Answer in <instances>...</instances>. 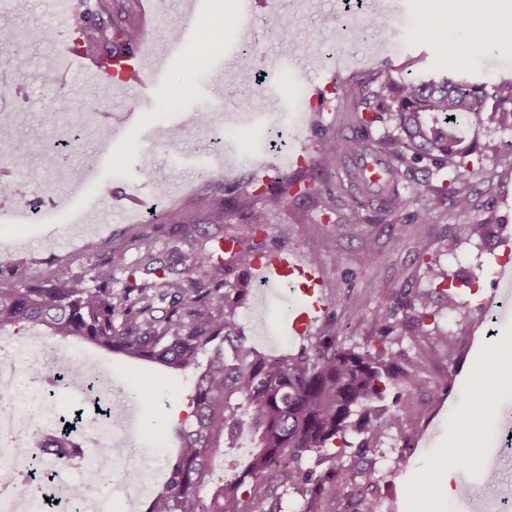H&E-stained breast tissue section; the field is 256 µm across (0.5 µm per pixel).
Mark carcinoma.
<instances>
[{
    "label": "carcinoma",
    "instance_id": "cac0c4a2",
    "mask_svg": "<svg viewBox=\"0 0 512 512\" xmlns=\"http://www.w3.org/2000/svg\"><path fill=\"white\" fill-rule=\"evenodd\" d=\"M81 47L112 59L117 47L141 37L135 16L127 12L112 29L90 23L86 13L72 20ZM345 91L359 100L356 135L322 143L325 157L359 156L382 169L377 182L354 172L364 200L379 199L391 212L406 210L414 198L402 193L401 178L419 170L423 200L418 223L426 224L444 205L459 212L472 207L469 178L478 171L494 182L499 173L482 161V129L512 131V80L481 83L452 74L437 79L384 78L367 95L356 86ZM383 122L391 131L380 138L370 129ZM448 171L434 185L429 176ZM322 182L314 167L298 179H281L263 193L269 207L288 199L290 190L316 193ZM181 242L193 249V263L177 269L182 258L146 253L143 262L126 263V250L112 249L110 262L90 269L92 287L71 279L0 281V340L28 326L46 328L48 336L77 337L110 353L154 362L175 372L199 370L189 398L190 412L177 428L179 454L167 465L149 512H281V492L300 495L302 512H378L380 477L345 454L346 436H362L359 448L376 447L385 436L404 438L418 426L426 402L421 391L427 372L424 358L412 360L390 349L398 330L430 341L440 335L428 328L426 292L406 294L394 307L404 319L389 324L375 318L378 335L360 346L345 347L330 335L307 337L296 353L267 356L238 334L236 310L254 288L252 268L262 243L232 242L235 267L224 263V238L206 234L189 220ZM127 273L124 290L112 291L115 272ZM169 299V309L155 315V299ZM229 346L231 355L224 353ZM397 389L393 409L381 405ZM248 430L257 451L249 466L230 483L213 478L214 462L224 458L227 442ZM82 454L76 436H47L35 448L14 449L16 461L32 472L49 466L47 476ZM316 456L326 468L315 473L303 457Z\"/></svg>",
    "mask_w": 512,
    "mask_h": 512
}]
</instances>
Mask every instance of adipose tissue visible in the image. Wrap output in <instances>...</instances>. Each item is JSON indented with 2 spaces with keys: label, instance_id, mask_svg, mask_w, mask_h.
<instances>
[{
  "label": "adipose tissue",
  "instance_id": "ef3b65f1",
  "mask_svg": "<svg viewBox=\"0 0 512 512\" xmlns=\"http://www.w3.org/2000/svg\"><path fill=\"white\" fill-rule=\"evenodd\" d=\"M468 14L472 21L474 41L486 37L512 39V12L499 9V0H436L427 20L431 32L444 34L449 22L457 15ZM472 381L477 389L481 404H489L490 398L500 385H512V343H502L493 347L484 363L478 365Z\"/></svg>",
  "mask_w": 512,
  "mask_h": 512
}]
</instances>
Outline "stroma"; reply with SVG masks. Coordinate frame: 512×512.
<instances>
[{"mask_svg": "<svg viewBox=\"0 0 512 512\" xmlns=\"http://www.w3.org/2000/svg\"><path fill=\"white\" fill-rule=\"evenodd\" d=\"M232 12L223 24H213L216 0H162L160 12L142 33L138 60L157 74L156 92L140 102L139 90L126 82L90 85L80 79L57 82L55 68L70 49L71 29L60 26L40 0H12V26L0 35L6 41L24 39L29 64L15 71L17 89L11 106L17 115L12 129L0 139V163L14 172L0 189V278L7 281L51 278L65 273L83 278L88 267L110 256L114 246L126 248L128 263L144 253L138 235L148 234L153 251L166 254L176 245L180 226L192 220L214 232L209 203L234 197L236 208L223 228L225 239L248 240L254 222L265 225L264 249L284 254L321 279L324 308L312 314L300 334L285 332L289 314L302 301L300 288L272 295L258 283L255 297L237 310L236 322L247 344L260 335L278 341L277 353L298 351L303 337L332 334L346 346L363 343L375 316L388 312L407 291L430 294L429 322L445 332L458 323L471 328L467 343L446 346L419 343L403 336L393 350L415 357L425 353L430 374H453L452 389L426 387L430 413L423 436L413 449H401L384 438L368 452L381 478L383 493L392 494L394 512H497L512 504V450L500 445V435L512 430V388L501 389L492 405L477 404L471 371L485 351L512 338V307L497 319L494 336L483 333V304L503 294L498 271L507 255L500 241L512 237V132L491 131L494 146L485 163L496 167L493 184L472 175L474 207L460 213L435 212L418 224L412 210L381 211L378 203H362L351 178L359 160L341 158L330 168L321 195L334 198L333 212L315 201L289 199L277 209L265 206L259 187L291 177L321 164L324 139L342 140L355 132L354 102L347 85L367 84L382 65L393 78L429 79L451 70L469 80L488 83L512 79V39L481 43L469 50L471 25L461 19L447 41L429 38L423 25L432 0H362L356 13L344 11L342 0H288L286 13L257 5L252 16H237L241 0H231ZM194 10V36L181 33L187 10ZM292 36L281 40L280 28ZM180 40H172V32ZM219 46L203 51L205 39ZM249 66L255 81L242 83L241 66ZM189 82V93L174 89ZM178 140H171V131ZM37 160L35 169L16 166L17 156ZM133 193L141 209L106 212L98 230L81 229L82 216L102 201ZM65 223L45 211L51 202ZM343 227L342 235L328 230ZM288 233H281V226ZM454 239L452 252L442 251ZM426 244L444 273L431 280L418 258ZM450 287L458 308L449 309L441 296ZM73 360L95 361L110 378L114 409L133 407L135 416L120 456L114 461L115 480L95 489L102 512H148L160 481L143 482L128 491L121 480L128 459L145 472L175 459V429L189 409L195 370L174 374L153 364L134 362L93 345L59 343ZM476 415L481 453L469 467H457L456 434L461 413ZM454 470L452 494L430 496L422 480L438 481L442 471ZM495 481H487L485 470Z\"/></svg>", "mask_w": 512, "mask_h": 512, "instance_id": "1", "label": "stroma"}]
</instances>
